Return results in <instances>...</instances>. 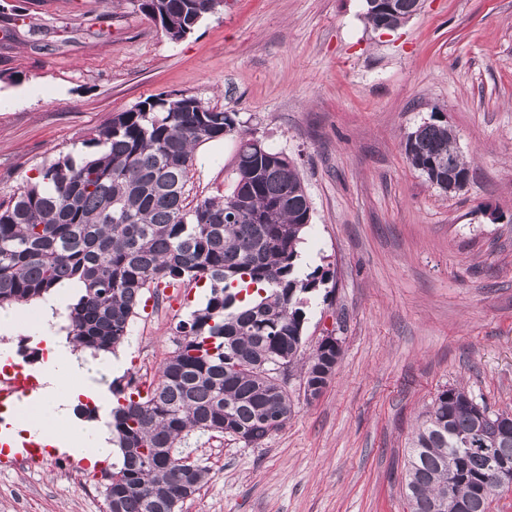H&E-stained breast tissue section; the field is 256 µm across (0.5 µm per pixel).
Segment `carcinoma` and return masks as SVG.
Segmentation results:
<instances>
[{
	"label": "carcinoma",
	"mask_w": 512,
	"mask_h": 512,
	"mask_svg": "<svg viewBox=\"0 0 512 512\" xmlns=\"http://www.w3.org/2000/svg\"><path fill=\"white\" fill-rule=\"evenodd\" d=\"M173 42L191 34L220 0H135ZM415 0L383 13L366 5L374 29L412 17ZM239 137L227 192L187 203L200 145ZM448 125L425 122L408 134L409 164L448 191V158L466 182L473 169ZM78 156L45 162L0 202V308L80 285L68 305L67 335L93 354L130 336L143 294L207 280L206 303L175 327V349L147 394L140 388L112 409L121 460L104 483L106 512H181L208 470L185 446L195 435L242 433L258 445L291 418L293 403L274 373L288 360L306 383L336 364L325 340L303 350L304 295L324 278L297 273L311 201L293 160L239 131L237 113L192 95L161 92L117 112L82 140ZM502 414L462 388L441 391L422 414L407 453L410 512H489L500 489L483 448L512 460ZM448 494L452 508L436 499Z\"/></svg>",
	"instance_id": "cac0c4a2"
}]
</instances>
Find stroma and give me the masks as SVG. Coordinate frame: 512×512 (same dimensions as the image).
<instances>
[{"label":"stroma","instance_id":"35a3bbf8","mask_svg":"<svg viewBox=\"0 0 512 512\" xmlns=\"http://www.w3.org/2000/svg\"><path fill=\"white\" fill-rule=\"evenodd\" d=\"M47 26L39 44L0 24V201L32 168L78 153L114 113L162 92L236 113L297 165L311 201L299 251L328 279L307 294L304 350L336 336L321 395L299 372L288 424L261 444L201 435L209 470L183 512H410L409 442L439 392L512 413V0H421L375 30L364 0H224L178 42L130 0H0ZM440 119L476 171L459 192L425 181L405 140ZM196 163L190 200L226 190ZM494 217H487L485 205ZM197 284L145 295L113 382L157 383ZM100 468L66 453L0 467V512H104Z\"/></svg>","mask_w":512,"mask_h":512}]
</instances>
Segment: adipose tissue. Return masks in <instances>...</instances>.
I'll use <instances>...</instances> for the list:
<instances>
[{
    "label": "adipose tissue",
    "instance_id": "ef3b65f1",
    "mask_svg": "<svg viewBox=\"0 0 512 512\" xmlns=\"http://www.w3.org/2000/svg\"><path fill=\"white\" fill-rule=\"evenodd\" d=\"M62 303L57 294L38 300L34 310L0 308V336L27 333L43 343L47 358L40 369V386L25 399L15 415L16 442L38 439L42 444L74 454L89 464L114 462L116 450L108 423L112 392L101 380L118 361L109 353L90 356L74 344L66 333L55 331ZM95 406V418L80 420L78 404Z\"/></svg>",
    "mask_w": 512,
    "mask_h": 512
}]
</instances>
